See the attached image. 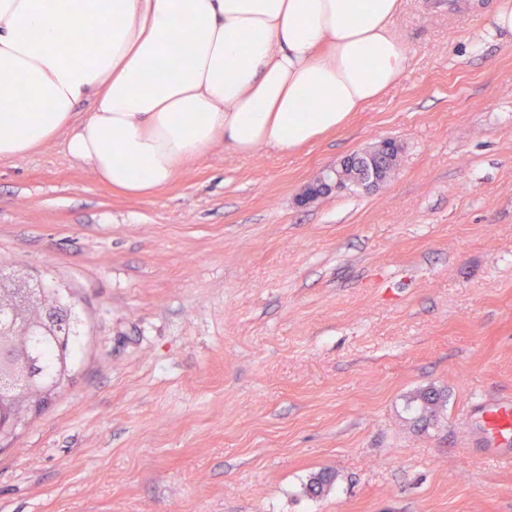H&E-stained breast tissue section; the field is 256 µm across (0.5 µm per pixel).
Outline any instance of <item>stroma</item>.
Here are the masks:
<instances>
[{"label": "stroma", "mask_w": 512, "mask_h": 512, "mask_svg": "<svg viewBox=\"0 0 512 512\" xmlns=\"http://www.w3.org/2000/svg\"><path fill=\"white\" fill-rule=\"evenodd\" d=\"M470 2L403 0L400 81L297 152L219 141L145 197L59 142L0 162V274L84 325L0 512H512V41ZM382 139L384 185L301 202ZM347 161L348 158L341 161L336 167L327 170L326 173H323L313 183L305 187L301 194V200L310 202L319 197L320 195L316 194L317 184L329 190H332V187L339 191L349 189V186L351 187L353 183L349 182L345 176ZM483 430L490 442L508 441L512 438V404L499 403L483 413Z\"/></svg>", "instance_id": "35a3bbf8"}]
</instances>
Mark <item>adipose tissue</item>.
I'll use <instances>...</instances> for the list:
<instances>
[{
  "mask_svg": "<svg viewBox=\"0 0 512 512\" xmlns=\"http://www.w3.org/2000/svg\"><path fill=\"white\" fill-rule=\"evenodd\" d=\"M402 0H0V161L63 140L148 195L224 141L290 151L384 96L409 60ZM93 108L77 117L85 100Z\"/></svg>",
  "mask_w": 512,
  "mask_h": 512,
  "instance_id": "ef3b65f1",
  "label": "adipose tissue"
}]
</instances>
